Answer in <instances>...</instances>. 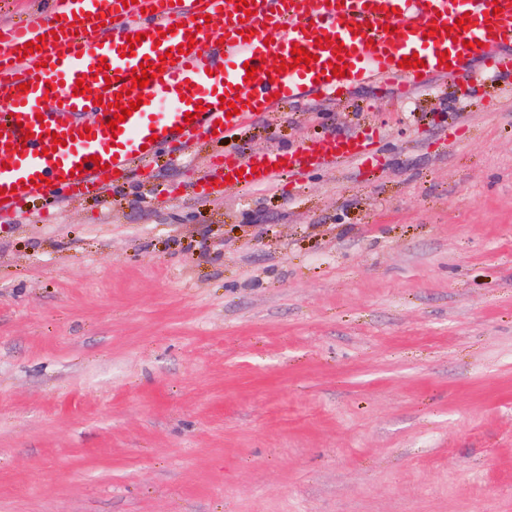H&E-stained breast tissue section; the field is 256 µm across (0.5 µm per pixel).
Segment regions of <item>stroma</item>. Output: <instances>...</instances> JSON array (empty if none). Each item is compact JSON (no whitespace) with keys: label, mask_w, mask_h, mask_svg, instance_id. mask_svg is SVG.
<instances>
[{"label":"stroma","mask_w":512,"mask_h":512,"mask_svg":"<svg viewBox=\"0 0 512 512\" xmlns=\"http://www.w3.org/2000/svg\"><path fill=\"white\" fill-rule=\"evenodd\" d=\"M470 70L0 219V512H512V98ZM334 134L376 160L193 193Z\"/></svg>","instance_id":"stroma-1"}]
</instances>
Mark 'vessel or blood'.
<instances>
[{
	"label": "vessel or blood",
	"instance_id": "b4317fda",
	"mask_svg": "<svg viewBox=\"0 0 512 512\" xmlns=\"http://www.w3.org/2000/svg\"><path fill=\"white\" fill-rule=\"evenodd\" d=\"M235 3L40 0L33 19L0 27V158L8 160L0 166V188L10 191L0 214L15 213L38 177L49 179L47 191L58 199L98 194L123 179L133 164L150 163L182 138L213 141L215 126L235 129L289 101L339 97L363 83L393 87L402 98L436 77L466 82L474 60L485 62L488 79L512 80V0H324L314 11L309 0H254V13L247 17ZM217 18L224 22L220 35L212 25ZM136 34L141 43L124 54L128 37ZM325 36L339 38V46H317V38ZM191 40L196 46L190 52ZM31 41L41 47L29 54L25 45ZM295 46L314 54V61L271 73V59L290 57ZM413 55L424 67L403 65V57ZM337 60L347 65L344 76L324 77ZM103 61L110 66L105 74L98 70ZM150 61L161 62V73L143 88L139 109L112 133L107 123L113 102L131 88L133 68ZM250 65L257 69L251 81L245 78ZM81 82L88 85L87 94H77ZM225 100L235 103L237 115L222 109ZM189 112L196 115L190 124L184 121ZM57 134L64 145L54 146ZM374 145L367 135H331L283 153H228L215 168L214 182L197 184L196 192L215 195L229 175L234 188L247 189L318 167H363L374 156ZM263 164L267 172L252 173V166ZM240 169L250 171L251 179L236 178Z\"/></svg>",
	"mask_w": 512,
	"mask_h": 512
}]
</instances>
